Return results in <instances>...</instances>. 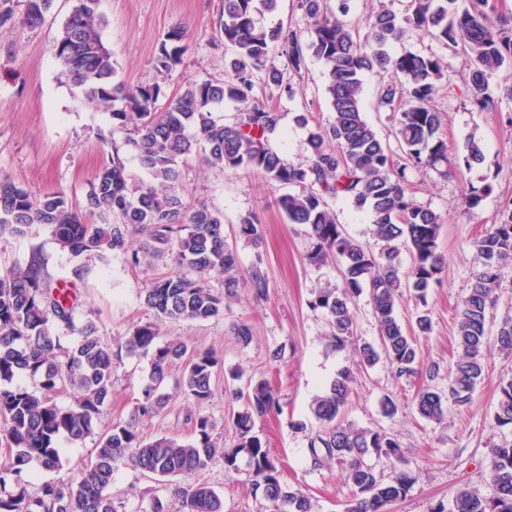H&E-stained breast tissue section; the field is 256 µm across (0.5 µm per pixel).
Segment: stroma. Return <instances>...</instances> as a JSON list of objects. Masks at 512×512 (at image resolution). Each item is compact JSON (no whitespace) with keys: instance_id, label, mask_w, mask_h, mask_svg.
<instances>
[{"instance_id":"1","label":"stroma","mask_w":512,"mask_h":512,"mask_svg":"<svg viewBox=\"0 0 512 512\" xmlns=\"http://www.w3.org/2000/svg\"><path fill=\"white\" fill-rule=\"evenodd\" d=\"M73 4L74 0H55L51 13L36 28L19 24L0 28V180L36 194L64 191L80 209L98 168L108 158V142L122 145L126 168L135 179H145L146 174L135 152L125 144L126 131L113 127L107 113L60 77L56 38ZM222 8V0H100L99 10L106 21L103 40L112 53L118 80L130 86L152 82L161 42L178 26L187 30L186 50L181 65L163 87L159 106H166L186 80L223 79L232 53L216 32ZM391 51L396 55L431 53L440 59V91L434 103L444 115L448 146L461 150L473 137L484 152L482 164L459 168L451 177L428 168L407 173L414 199L444 218L439 247L445 266L440 284L429 290L426 303L406 296L395 310L397 319L407 327L422 313L432 320L430 333L417 340L421 359L417 373L397 378L394 368L385 362L363 371L353 347H330L327 316L312 309L310 303L318 288L340 284L338 264L307 263L310 242L302 226L289 223L276 204L277 198L287 193V186L272 183L250 169L233 173L210 169L198 155L180 165V187L187 205L203 202L223 212L224 234L237 252L242 272L260 265L268 291L258 298L251 290L240 289L223 315L207 321L161 324V340L178 338L217 353L220 364L213 378L214 397L209 404L197 406L181 387V365H174L160 386L168 396L165 408L141 419L138 431L147 440L168 436L186 441L191 437L190 416L202 413L215 421L220 444L234 447L237 437L231 416L242 410L243 404L230 398L228 384L243 389L252 382H267L280 408L258 420L255 432L277 461L282 482L307 494L313 512H345L352 496L343 466L334 463L314 468L307 450L314 423L309 405L341 371H351L356 379L347 420L385 431L401 448L398 459L372 456L376 471L387 478L403 469L417 475L408 495L394 503L390 512H430L436 503L452 502L463 487L480 497H492V450L512 442V429L498 427L494 420L499 385L512 379V355L494 348L500 323L512 314V264L501 271L498 301L487 315V341L492 349L472 402L465 407L446 402L445 416L438 423L422 420L415 409L420 391H448L458 306L480 267L474 240L495 224L502 209L512 202V100L503 96L505 86L512 84V70H500L490 81L492 93L502 98L500 110L479 112L469 103L465 61L452 48L428 35L413 34L394 43ZM270 61L290 79L293 92L288 95L259 85L255 96L280 112L279 127L270 144L287 162L296 164L307 154L308 135L307 126L298 124V116H308L310 123H324L331 116L326 94L328 67L310 56L297 76L280 53L271 52ZM387 81L384 75L364 74L362 108L367 121L395 151L399 144L393 114L379 105ZM471 187L482 189L484 196L479 206L470 210L464 194ZM249 214L263 228V247L258 252L237 234L240 219ZM35 251L43 255L53 280L70 282L77 321L93 322L97 336L108 345L136 326L154 321L143 290L154 278L180 268L172 249L136 266L120 256L107 262L93 255L76 260L43 226L22 236L0 237V268L25 263ZM240 321L253 329L246 345L231 334L232 324ZM150 370L149 357L121 355L112 375V404L97 425L99 431L130 418L142 399ZM387 396L398 405L392 417L381 412V401ZM193 480L211 486L221 496L224 512H267L269 508L262 494L254 491L247 470L228 476L218 462L198 471ZM112 492L121 499L125 512H145L153 497L166 502L171 496L153 475L128 466L115 471Z\"/></svg>"}]
</instances>
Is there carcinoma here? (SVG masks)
Instances as JSON below:
<instances>
[{
    "label": "carcinoma",
    "mask_w": 512,
    "mask_h": 512,
    "mask_svg": "<svg viewBox=\"0 0 512 512\" xmlns=\"http://www.w3.org/2000/svg\"><path fill=\"white\" fill-rule=\"evenodd\" d=\"M54 0H37L16 17L13 0H0V27L16 21L35 27L44 22ZM99 0H76L57 39L56 57L67 80L80 94L108 112L112 126L129 131L126 144L135 151L149 176L132 181L116 146L97 170L86 196V210L102 218L88 223L62 191L32 194L9 182H0V234L23 235L34 224L47 226L61 249L78 258L93 253L103 261L122 256L131 265L141 263L139 252L129 251L128 238L141 231L145 252L176 247L182 271L152 281L144 288V302L160 321H205L224 313L226 301L237 295L245 280L236 253L224 238L223 215L201 204L185 206L180 190V163L202 154L213 169L234 172L251 168L295 191L276 203L291 224L306 227L312 241L307 255L320 266L340 260L342 286L319 289L311 301L328 317L329 337L338 349L356 344L360 364L372 368L381 361L396 368L397 376L414 372L419 364L416 337L431 331L430 317L417 316L407 329L397 320L395 308L404 294L422 303L440 281L445 260L438 239L444 219L421 206L406 185L410 166L434 169L446 176L464 165L483 162L480 142L470 138L461 155L450 152L443 136V113L434 105L437 80L442 76L433 54L395 56L390 47L411 31L425 32L436 41L458 47L469 66V100L480 112L500 111V98L489 90V79L502 68H512V26L493 20L485 10L487 0H410L403 15L381 9L366 19V35L356 36L348 18L349 0H299L308 21L309 39L283 24L261 26L255 20V0H223L217 33L234 58L221 81L191 80L163 110L156 104L160 82L181 65L186 31L172 28L156 58L157 80L128 87L116 80L112 54L102 40L103 18ZM288 59L296 74L311 55L325 62L329 82L327 98L332 118L309 129L308 155L298 165L285 163L269 144L280 114L258 103L257 82L292 92L284 73L268 64L274 49ZM367 71L393 73L403 81L383 86L381 105L396 113V137L402 150L396 160L389 146L366 121L362 111V75ZM226 102L244 106L237 120L226 125L213 115ZM345 197L372 216L370 234L378 252L348 235L336 222L326 199ZM238 234L255 248L262 244L256 218L244 216ZM481 260L468 295L459 309L458 354L448 382V399L458 406L471 402L483 374L488 353L486 313L496 304L501 269L512 261V204L498 223L474 241ZM410 254L407 270L400 267L401 250ZM222 278L224 292H213L207 279ZM250 288L261 297L268 288L259 267H254ZM369 290L370 304L379 324L376 342L356 343L354 300ZM78 335L67 347L56 328ZM158 325L148 322L124 337L122 348L130 355L150 356V383L143 390L138 415L158 413L167 397L159 386L169 369L184 364L182 386L198 405L213 397L212 377L220 359L206 349H191L176 338L158 342ZM497 347L512 353V318L502 321ZM112 348L96 336L91 323H76L68 290L51 285L41 253L33 252L24 265L0 272V437L6 442L8 466L0 469V512H121L112 496V477L130 465L167 483L184 480L168 504L155 497L149 512H223L217 492L190 482L195 473L219 461L230 475L240 470V460L253 475L255 490L275 507V512H312L310 499L291 490L280 479L277 463L253 433L255 422L279 407L264 382L230 391L245 399L233 418L237 447L223 449L208 416L194 419L188 442L162 436L143 439L134 423H115L100 434L94 457L66 480L42 481L31 493L22 473L56 472L62 468L61 438L78 444L92 435L111 403L114 358ZM36 381L32 389L18 379ZM351 373L343 371L317 395L310 406L317 427L309 437L311 465L336 461L346 465V481L353 498L346 512H389L405 498L417 476L402 470L385 480L365 462L370 453L397 456L400 448L385 432L357 427L345 420L352 393ZM75 389L78 397L59 404L56 395ZM418 415L437 423L444 417L442 396L431 390L418 393ZM495 422L512 427V379L499 386ZM491 480L495 493L481 498L460 490L450 505L437 504L431 512H512V444L493 450Z\"/></svg>",
    "instance_id": "obj_1"
}]
</instances>
